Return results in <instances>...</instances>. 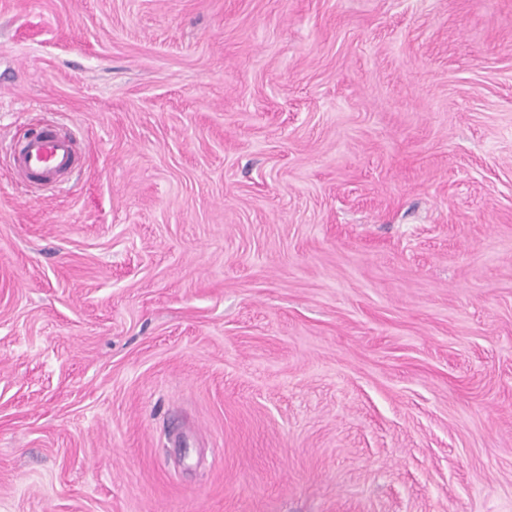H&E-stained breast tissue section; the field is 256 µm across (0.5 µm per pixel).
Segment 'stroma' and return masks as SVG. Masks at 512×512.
I'll list each match as a JSON object with an SVG mask.
<instances>
[{
  "label": "stroma",
  "mask_w": 512,
  "mask_h": 512,
  "mask_svg": "<svg viewBox=\"0 0 512 512\" xmlns=\"http://www.w3.org/2000/svg\"><path fill=\"white\" fill-rule=\"evenodd\" d=\"M0 512H512V0H0ZM73 161V143L70 137L42 131L38 135L18 141L12 151V170L28 185L55 182V177L68 170Z\"/></svg>",
  "instance_id": "1"
}]
</instances>
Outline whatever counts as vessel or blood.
Returning a JSON list of instances; mask_svg holds the SVG:
<instances>
[{"label":"vessel or blood","mask_w":512,"mask_h":512,"mask_svg":"<svg viewBox=\"0 0 512 512\" xmlns=\"http://www.w3.org/2000/svg\"><path fill=\"white\" fill-rule=\"evenodd\" d=\"M73 161V143L70 137L44 131L18 141L12 151V170L29 185L53 183L56 176L68 170Z\"/></svg>","instance_id":"vessel-or-blood-1"}]
</instances>
